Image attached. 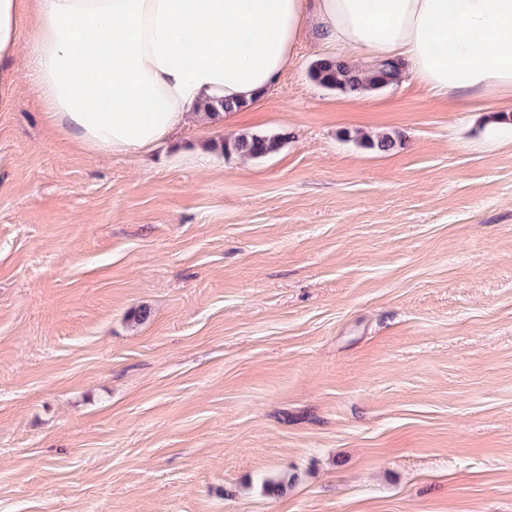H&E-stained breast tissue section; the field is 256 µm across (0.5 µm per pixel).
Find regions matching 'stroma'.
Instances as JSON below:
<instances>
[{"instance_id": "1", "label": "stroma", "mask_w": 512, "mask_h": 512, "mask_svg": "<svg viewBox=\"0 0 512 512\" xmlns=\"http://www.w3.org/2000/svg\"><path fill=\"white\" fill-rule=\"evenodd\" d=\"M34 20L0 108V512H512L497 102L323 88L307 35L246 111L93 156L45 120ZM284 137L279 133L255 134L244 133L224 139V154H237L250 159L265 158L277 152Z\"/></svg>"}]
</instances>
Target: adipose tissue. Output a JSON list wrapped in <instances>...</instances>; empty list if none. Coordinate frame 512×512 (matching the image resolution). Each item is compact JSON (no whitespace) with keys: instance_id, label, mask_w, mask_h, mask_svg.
I'll return each instance as SVG.
<instances>
[{"instance_id":"adipose-tissue-1","label":"adipose tissue","mask_w":512,"mask_h":512,"mask_svg":"<svg viewBox=\"0 0 512 512\" xmlns=\"http://www.w3.org/2000/svg\"><path fill=\"white\" fill-rule=\"evenodd\" d=\"M36 89L48 124L112 156L170 139L204 104L277 86L305 27L364 70L395 63L458 106L512 100V0H38ZM22 0H0V103L14 97Z\"/></svg>"}]
</instances>
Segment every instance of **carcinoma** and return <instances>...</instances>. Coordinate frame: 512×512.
I'll use <instances>...</instances> for the list:
<instances>
[{
	"mask_svg": "<svg viewBox=\"0 0 512 512\" xmlns=\"http://www.w3.org/2000/svg\"><path fill=\"white\" fill-rule=\"evenodd\" d=\"M310 77L326 89L343 92L379 89L400 80L399 69L390 63H382L378 71L367 73L344 61L328 59L315 62L310 69ZM283 140L279 133H244L224 139L222 149L226 154L260 159L277 152ZM361 142L363 146L378 152H387L394 147V140L388 135L363 137Z\"/></svg>",
	"mask_w": 512,
	"mask_h": 512,
	"instance_id": "carcinoma-1",
	"label": "carcinoma"
}]
</instances>
